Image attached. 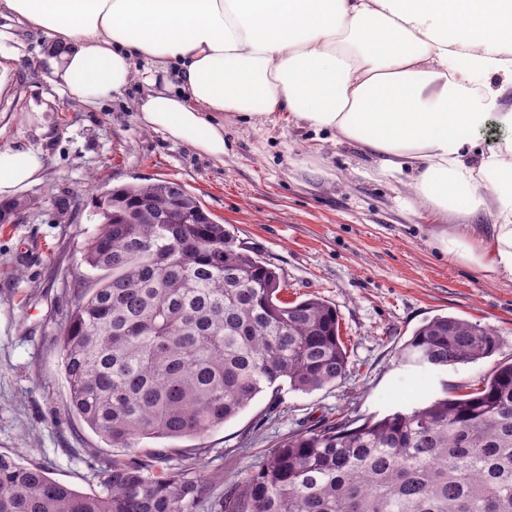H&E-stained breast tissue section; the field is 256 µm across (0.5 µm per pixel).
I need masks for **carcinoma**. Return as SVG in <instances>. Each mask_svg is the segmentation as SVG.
Wrapping results in <instances>:
<instances>
[{"label": "carcinoma", "instance_id": "carcinoma-1", "mask_svg": "<svg viewBox=\"0 0 512 512\" xmlns=\"http://www.w3.org/2000/svg\"><path fill=\"white\" fill-rule=\"evenodd\" d=\"M82 261L96 271L62 330L69 410L115 448L197 439L267 389L345 380L339 316L313 296L288 302L282 278L179 182L116 187ZM489 326L436 316L400 350L418 367L476 363ZM146 460H114L85 494L0 454V512H192L206 486ZM219 512H512V363L469 394L381 419L294 434Z\"/></svg>", "mask_w": 512, "mask_h": 512}]
</instances>
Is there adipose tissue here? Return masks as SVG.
<instances>
[{
    "label": "adipose tissue",
    "mask_w": 512,
    "mask_h": 512,
    "mask_svg": "<svg viewBox=\"0 0 512 512\" xmlns=\"http://www.w3.org/2000/svg\"><path fill=\"white\" fill-rule=\"evenodd\" d=\"M3 12L63 45L48 79L84 103L144 65L141 123L212 158L227 125L283 116L383 174L413 171L442 252L512 281V0H0ZM490 122L505 135L486 150ZM44 168L40 149L0 146V199Z\"/></svg>",
    "instance_id": "obj_1"
}]
</instances>
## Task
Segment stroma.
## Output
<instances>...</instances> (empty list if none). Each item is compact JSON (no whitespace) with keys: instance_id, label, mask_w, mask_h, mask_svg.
<instances>
[{"instance_id":"1","label":"stroma","mask_w":512,"mask_h":512,"mask_svg":"<svg viewBox=\"0 0 512 512\" xmlns=\"http://www.w3.org/2000/svg\"><path fill=\"white\" fill-rule=\"evenodd\" d=\"M0 61L16 58L0 89V146L35 147L41 180L30 206L0 224V453L47 467L54 480L95 494L115 459L166 446L168 465L208 481L193 512H213L281 439L347 414L381 417L443 389L480 387L512 360V282L491 281L441 254L413 199L411 172L379 174L376 161L332 134L286 119L228 126L223 160L142 125L133 102L141 80L88 105L49 83L62 47L11 15L0 16ZM173 179L285 281L283 300L318 296L335 306L350 372L311 392L265 391L224 426L193 440H143L113 448L68 414L61 331L92 270L81 257L100 222L101 193ZM70 202L58 210L57 198ZM492 327L486 359L444 368L398 360L413 331L435 316Z\"/></svg>"}]
</instances>
